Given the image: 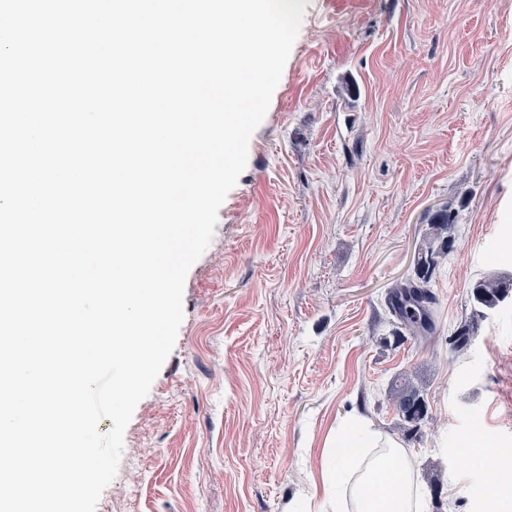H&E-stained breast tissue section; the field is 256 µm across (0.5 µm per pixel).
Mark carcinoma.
I'll return each mask as SVG.
<instances>
[{"instance_id":"carcinoma-1","label":"carcinoma","mask_w":512,"mask_h":512,"mask_svg":"<svg viewBox=\"0 0 512 512\" xmlns=\"http://www.w3.org/2000/svg\"><path fill=\"white\" fill-rule=\"evenodd\" d=\"M428 222L429 237L418 253V273L396 286L386 300L389 310L400 325L401 337L408 335L413 339H425L431 332L436 297L430 289L433 278L430 267L437 265L448 254V243L455 239V216L450 208L445 207L430 214ZM507 295H512V277L486 275L471 286L473 308L482 311L497 308ZM469 325L470 319L462 321L452 338L453 350L458 355L466 353L471 346L473 335ZM389 396L395 405L398 428L402 434L407 436L416 432V418L406 414L407 401L416 398L424 401L426 397L414 378L406 374L396 376L391 381Z\"/></svg>"}]
</instances>
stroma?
I'll return each mask as SVG.
<instances>
[{"label":"stroma","mask_w":512,"mask_h":512,"mask_svg":"<svg viewBox=\"0 0 512 512\" xmlns=\"http://www.w3.org/2000/svg\"><path fill=\"white\" fill-rule=\"evenodd\" d=\"M446 205L436 331L397 339L387 294ZM509 241L512 0H309L96 512H351L353 433L400 446L422 512H512V299L466 354L448 343L472 283L512 276ZM403 372L429 404L408 438ZM472 436L490 464L460 466ZM390 400L394 403L396 412L398 414V428L404 436L417 432L418 429L414 428L416 424L415 416H409L405 412L409 409L407 401L409 399L419 398L424 402L426 408L425 421L429 415V406L423 391L419 388L414 378L409 375H398L391 381L389 389Z\"/></svg>","instance_id":"1"}]
</instances>
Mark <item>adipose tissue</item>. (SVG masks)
I'll return each instance as SVG.
<instances>
[{
    "mask_svg": "<svg viewBox=\"0 0 512 512\" xmlns=\"http://www.w3.org/2000/svg\"><path fill=\"white\" fill-rule=\"evenodd\" d=\"M356 474L353 493L359 499V512H411L413 483L400 450L390 448L370 459L348 451L336 466L337 479Z\"/></svg>",
    "mask_w": 512,
    "mask_h": 512,
    "instance_id": "adipose-tissue-1",
    "label": "adipose tissue"
}]
</instances>
